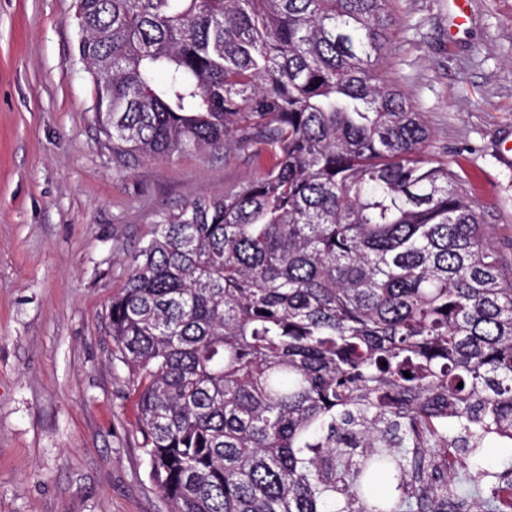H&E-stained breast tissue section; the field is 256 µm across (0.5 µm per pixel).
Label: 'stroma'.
Instances as JSON below:
<instances>
[{
    "label": "stroma",
    "mask_w": 512,
    "mask_h": 512,
    "mask_svg": "<svg viewBox=\"0 0 512 512\" xmlns=\"http://www.w3.org/2000/svg\"><path fill=\"white\" fill-rule=\"evenodd\" d=\"M388 78L512 258V0H394ZM74 0H0V512H168L108 307L158 213L251 178L241 151L123 157L76 55Z\"/></svg>",
    "instance_id": "1"
}]
</instances>
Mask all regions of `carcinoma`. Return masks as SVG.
<instances>
[{
	"instance_id": "cac0c4a2",
	"label": "carcinoma",
	"mask_w": 512,
	"mask_h": 512,
	"mask_svg": "<svg viewBox=\"0 0 512 512\" xmlns=\"http://www.w3.org/2000/svg\"><path fill=\"white\" fill-rule=\"evenodd\" d=\"M391 4L76 0L116 152L261 169L158 214L109 306L170 512H448L450 442L512 491V266L386 76Z\"/></svg>"
}]
</instances>
